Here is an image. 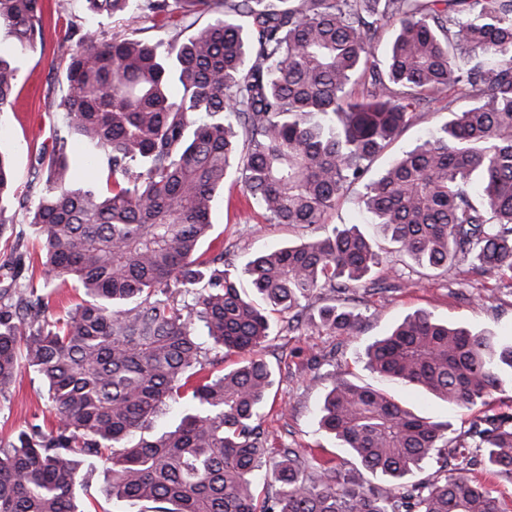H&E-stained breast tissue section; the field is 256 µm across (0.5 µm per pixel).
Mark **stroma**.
Instances as JSON below:
<instances>
[{
	"mask_svg": "<svg viewBox=\"0 0 512 512\" xmlns=\"http://www.w3.org/2000/svg\"><path fill=\"white\" fill-rule=\"evenodd\" d=\"M43 40L35 49L20 51L5 30H0V53L13 58L19 69V82L8 111L0 112V150L9 153L14 176L22 195L13 200L7 215L20 234L13 246L0 247V280L19 274L22 281L41 284V269L33 257L36 234L25 224L28 207L37 198L43 183L36 173V155L50 143L54 129L65 127L68 117L60 105L59 88L64 65L57 56V44L68 25L81 29L110 30L123 24L125 14L111 18L91 16L84 0H66L65 12H57L55 0H43ZM469 100L447 102L441 99L421 113L395 137L388 149L372 162L367 180L380 177L404 152L413 149L432 128L467 109ZM363 185L348 189L327 217L328 224H354L375 243L383 259L382 277L390 288L373 293L357 288L346 294L321 291L307 301L297 327L288 318L271 317L273 333L260 350L273 371V386L264 410L262 428L268 447L290 446L324 454L341 463L364 484L382 485L380 476L364 470L344 449L319 427L318 410L325 389L338 378L380 386L376 374L364 364L365 347L385 335L407 315L424 310L438 320L474 331H488L512 337V281L466 271L462 267L430 271L417 267L395 252L392 244L371 224L361 205ZM211 235L223 243L227 256L237 269H244L256 254L306 237L305 229L288 224L266 223L255 200L245 197L236 178H229L213 210ZM336 305L360 313L361 330L355 335L339 334L317 327L322 307ZM395 396L420 416L435 422H451L456 432L469 426L472 416L485 414V407L459 410L449 407L416 387H394ZM56 420L47 388L31 369H23L8 399L0 398V443L12 441L31 424L50 425ZM88 512H142L141 503L115 500L106 494L102 469H95L80 492Z\"/></svg>",
	"mask_w": 512,
	"mask_h": 512,
	"instance_id": "1",
	"label": "stroma"
}]
</instances>
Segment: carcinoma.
<instances>
[{
    "label": "carcinoma",
    "mask_w": 512,
    "mask_h": 512,
    "mask_svg": "<svg viewBox=\"0 0 512 512\" xmlns=\"http://www.w3.org/2000/svg\"><path fill=\"white\" fill-rule=\"evenodd\" d=\"M86 2L112 16L132 0ZM133 19L109 35L70 31L59 46L69 122L39 150L44 187L27 223L43 287L83 298L53 315L32 284L12 275L0 287V398L28 367L59 417L54 429L33 424L0 443V512H85L79 490L98 464L107 495L145 512H505L486 482L512 486V412L474 418L459 440L451 423L384 389L333 381L319 425L386 478L366 487L331 459L265 447L269 365L250 358L224 372L210 352L257 351L270 312L297 321L315 291H350L382 266L355 226L325 229L327 215L444 92L474 104L367 183L362 203L417 266L512 279V0H140ZM388 24L394 40L380 59L375 41ZM0 28L31 48L41 0H0ZM152 30L166 37H140ZM470 53L485 63H463ZM17 82L0 57V112ZM73 134L106 157L108 193L68 165ZM232 175L268 223L313 231L251 260L247 290L224 247L199 254ZM17 196L0 151V241L14 235L6 212ZM360 319L320 312L338 333L357 332ZM365 358L382 380L460 409L512 382V340L423 311ZM181 399L179 423L155 429ZM445 449L451 474L405 484Z\"/></svg>",
    "instance_id": "obj_1"
}]
</instances>
